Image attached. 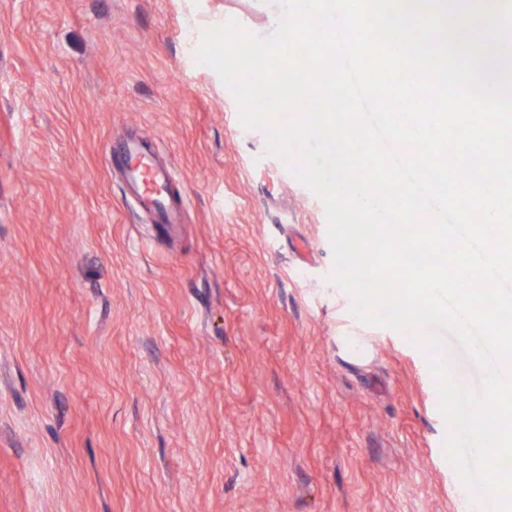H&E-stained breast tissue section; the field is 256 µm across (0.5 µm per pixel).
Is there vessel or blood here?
I'll list each match as a JSON object with an SVG mask.
<instances>
[{
	"mask_svg": "<svg viewBox=\"0 0 512 512\" xmlns=\"http://www.w3.org/2000/svg\"><path fill=\"white\" fill-rule=\"evenodd\" d=\"M119 153V166L133 206L150 213L158 223H177L179 210L172 195L173 177L169 168L157 165L152 154L138 141L123 143Z\"/></svg>",
	"mask_w": 512,
	"mask_h": 512,
	"instance_id": "1",
	"label": "vessel or blood"
}]
</instances>
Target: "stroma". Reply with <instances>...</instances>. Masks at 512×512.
I'll return each instance as SVG.
<instances>
[{
  "instance_id": "stroma-1",
  "label": "stroma",
  "mask_w": 512,
  "mask_h": 512,
  "mask_svg": "<svg viewBox=\"0 0 512 512\" xmlns=\"http://www.w3.org/2000/svg\"><path fill=\"white\" fill-rule=\"evenodd\" d=\"M278 12L0 0V512H482L423 354L352 316L322 201L197 60ZM130 136L179 224L133 210Z\"/></svg>"
}]
</instances>
